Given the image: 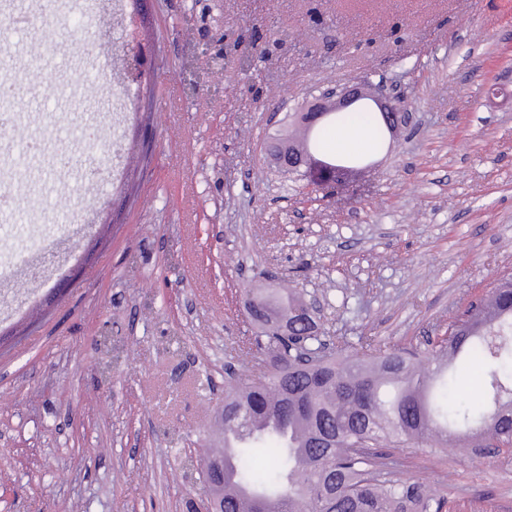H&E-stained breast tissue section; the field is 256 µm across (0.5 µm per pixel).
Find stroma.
Returning <instances> with one entry per match:
<instances>
[{
	"label": "stroma",
	"mask_w": 512,
	"mask_h": 512,
	"mask_svg": "<svg viewBox=\"0 0 512 512\" xmlns=\"http://www.w3.org/2000/svg\"><path fill=\"white\" fill-rule=\"evenodd\" d=\"M191 8L224 16L222 93L186 86V47L215 35L183 27ZM0 68L20 83L0 118V270L24 281L0 279V512H187L203 487L180 457L211 447L228 373L253 375L257 289L318 296L349 347L422 351L512 278V0H0ZM383 75L409 125L298 204L264 112ZM390 461L442 512H512V447Z\"/></svg>",
	"instance_id": "35a3bbf8"
}]
</instances>
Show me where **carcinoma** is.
Segmentation results:
<instances>
[{
    "label": "carcinoma",
    "instance_id": "carcinoma-1",
    "mask_svg": "<svg viewBox=\"0 0 512 512\" xmlns=\"http://www.w3.org/2000/svg\"><path fill=\"white\" fill-rule=\"evenodd\" d=\"M339 125L371 124L373 112H337ZM304 308L297 296L250 300L253 320ZM467 322L420 353L361 340L354 354L297 323L279 336L263 327L254 345L274 354L257 381L229 382L224 396V512H441L418 482L391 470L379 448L427 440L435 447L494 437L512 444V280L495 285ZM479 378L477 400L462 404L458 380ZM263 451L271 466H258Z\"/></svg>",
    "mask_w": 512,
    "mask_h": 512
}]
</instances>
